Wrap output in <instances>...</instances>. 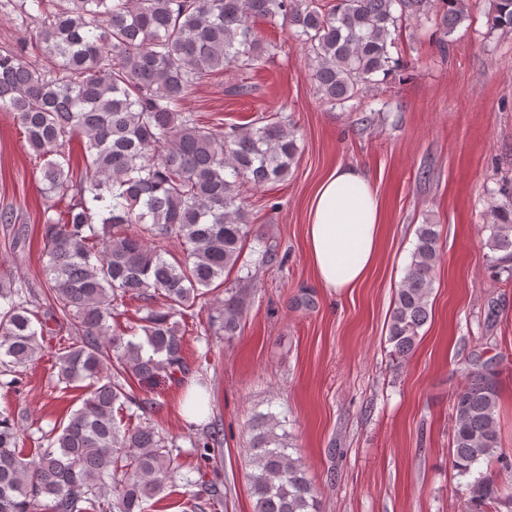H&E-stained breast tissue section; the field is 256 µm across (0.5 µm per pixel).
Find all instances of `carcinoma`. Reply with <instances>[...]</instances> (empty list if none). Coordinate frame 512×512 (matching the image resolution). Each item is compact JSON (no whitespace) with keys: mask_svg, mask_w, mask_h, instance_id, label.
Returning <instances> with one entry per match:
<instances>
[{"mask_svg":"<svg viewBox=\"0 0 512 512\" xmlns=\"http://www.w3.org/2000/svg\"><path fill=\"white\" fill-rule=\"evenodd\" d=\"M0 10L32 26L33 40L0 46V112L13 115L50 202L41 237L49 307L0 272V367L10 372L40 355L46 316L66 321L72 342L55 357L58 382L84 384L68 421L26 454L15 416L0 412V512H145L183 482L189 512H212L214 487L174 465L168 439L123 420L129 405L151 404L130 380L185 372L181 318L238 267L249 235L240 187L284 181L300 152L284 117L215 132L184 103L227 66L252 69L274 54L254 22L282 21L308 50L326 104L357 98L397 62L393 34L413 20L435 26L437 41L468 17V0H0ZM493 28L512 31V0H493ZM83 142L82 168L70 145ZM66 203L57 216L55 204ZM486 246L512 257V206L491 210ZM181 245L167 259V240ZM440 229L421 224L395 289L387 341L409 356L429 318L440 260ZM147 303L123 331L112 328L128 300ZM238 291L209 322L230 338L241 331ZM498 373L478 364L452 398L453 466L467 483L465 512L512 501V483L474 468L490 460L512 470L496 421ZM268 414L247 449L254 512H319L303 463L288 453ZM216 435L197 439L211 459Z\"/></svg>","mask_w":512,"mask_h":512,"instance_id":"obj_1","label":"carcinoma"}]
</instances>
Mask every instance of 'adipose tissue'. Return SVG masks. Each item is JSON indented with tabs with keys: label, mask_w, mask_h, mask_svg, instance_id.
I'll list each match as a JSON object with an SVG mask.
<instances>
[{
	"label": "adipose tissue",
	"mask_w": 512,
	"mask_h": 512,
	"mask_svg": "<svg viewBox=\"0 0 512 512\" xmlns=\"http://www.w3.org/2000/svg\"><path fill=\"white\" fill-rule=\"evenodd\" d=\"M308 258L323 287L358 288L375 267L381 247V206L365 172L335 168L316 188L308 209Z\"/></svg>",
	"instance_id": "obj_1"
}]
</instances>
